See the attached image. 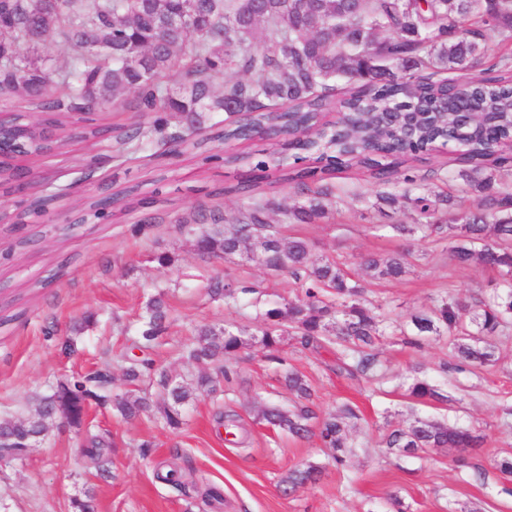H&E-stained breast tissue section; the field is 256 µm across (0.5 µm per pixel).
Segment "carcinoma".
<instances>
[{
	"label": "carcinoma",
	"mask_w": 512,
	"mask_h": 512,
	"mask_svg": "<svg viewBox=\"0 0 512 512\" xmlns=\"http://www.w3.org/2000/svg\"><path fill=\"white\" fill-rule=\"evenodd\" d=\"M183 5V0H0V100L20 95L26 109L49 113L52 122L65 127L130 90L134 100L120 106L153 116L152 127L159 132L173 115L199 131L223 112L288 135L305 152L299 161L310 165L272 166L264 157L234 151L247 140L236 121L221 129L212 124L211 132L197 139L171 134L173 142L204 155L205 162L212 159L208 144L222 141L228 146L224 162L250 171L234 191L251 202L233 221L200 205L176 222L210 225L196 239L203 259L248 250L266 269L300 283V296L265 310L257 343L277 352L293 334L305 348L330 345L337 374L380 382L386 377L379 373L376 347L392 334V322L370 312L359 297L368 280L396 281L406 275L407 255H368L357 279L340 261H313L308 240L286 237L269 223L271 202L265 190L295 185L305 202L281 209V222L315 224L329 215L337 172L356 167L378 183L414 186V163L438 141L458 142L464 150L454 159L455 178L463 182L462 195L424 190L412 199L421 223L398 230L442 234L448 228V207H456L453 221L480 247L456 246L451 260L491 269L502 288L470 306L440 297L429 312L412 319L414 333L405 335L404 343L418 346L424 336L445 334L458 366L492 362L495 337L512 321V180L502 176L504 171L512 175V0H191L186 22L169 25V15L183 11ZM41 46L51 50L50 72L21 53L23 47ZM478 67L482 78L469 77ZM463 84L477 90L484 115L441 114L446 95ZM333 93L348 128L327 133ZM109 130L116 143L133 149L147 136L139 124L112 130L88 126L86 135L97 139ZM3 133L16 154L34 163L47 150L25 112H16ZM19 181L9 160L0 161V189L10 192ZM470 193L481 197L475 208L466 204ZM112 201L110 211L99 201L90 202L81 221L102 222L142 207L130 186L113 191ZM209 292L231 306L256 289L246 281L216 277ZM168 318L166 303L150 300L134 348H152ZM244 346L242 330L233 324L200 328L183 356L197 364L219 363L215 373H200L189 382L160 373L156 403L134 390L154 368L149 359L124 357L123 375L132 389L115 397L108 369L59 379L33 413L0 419V460L22 456L43 438L61 407L78 429L93 402L112 403L124 418L155 409L176 429L182 409L198 392L213 391L220 379H230L222 362ZM283 383L295 398L294 408L264 405L260 416L304 439L317 418L309 405L312 389L295 370L284 373ZM406 396L420 403L448 402L439 385L417 375L408 378ZM357 418V406L343 403L319 423L318 437L332 450L338 470L348 466L353 454L349 423ZM483 441L466 427L418 418L391 430L384 443L392 452L421 455L454 448L465 456ZM110 454L105 437L87 434L81 452L86 468L109 475ZM322 473L313 464L295 469L282 479L284 491L316 483Z\"/></svg>",
	"instance_id": "cac0c4a2"
}]
</instances>
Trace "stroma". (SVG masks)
Returning a JSON list of instances; mask_svg holds the SVG:
<instances>
[{"label": "stroma", "mask_w": 512, "mask_h": 512, "mask_svg": "<svg viewBox=\"0 0 512 512\" xmlns=\"http://www.w3.org/2000/svg\"><path fill=\"white\" fill-rule=\"evenodd\" d=\"M155 132L136 150L115 152L92 141L64 142L38 166L43 185L68 194L36 223L15 232L0 226V416H25L38 399L65 375L88 374L112 365V390L125 392L119 358L132 353L138 317L147 302L163 297L170 307L168 329L152 357L158 370L192 378L200 365L182 359L183 348L202 326L233 322L245 335L258 334L267 303L291 299L301 288L288 275L265 270L242 255L202 261L193 232L168 221L134 231L135 216L69 226L71 209L95 195L101 184L121 173L138 185L140 198L153 197L149 172L165 177V197L182 210L197 204L219 207L232 217L249 200L233 193L243 170L220 161L175 152L169 135ZM336 205L328 221L287 224L288 235L306 238L314 258H334L359 274L366 254L410 251L411 272L398 282L367 284L365 297L382 305L401 325L428 311L440 296L467 303L499 287L497 273L472 264L457 267L450 251L460 245L456 231L443 238L422 233L399 236L393 227L413 223L411 210L380 215L376 195L383 187L356 169L337 173ZM168 256L160 266L157 256ZM257 283L260 291L227 307L211 298L207 283L216 273ZM75 336L77 351L61 355L54 337ZM289 366L310 383L318 414L349 400L359 408L351 435L355 452L346 472L329 464L317 437L298 439L259 419L261 404L292 403L281 383L280 365L256 343L230 361L231 376L213 393H202L182 411L179 429L151 412L121 418L111 405H91L90 430L112 441V467L102 479L81 461L85 432L53 424L25 456L0 466V503L8 512H74L73 499L94 496L95 512H386L398 497L404 512H512V475L495 466L512 451V328L498 338L495 365L457 370L447 337H425L420 346L388 336L377 353L393 377L420 372L447 389L448 403L419 404L403 390L375 391L373 383L337 375L334 357L303 348L295 338L282 346ZM232 414L244 430V442L224 440L220 416ZM444 419L483 435L482 447L457 463L455 450L411 457L388 453L385 433L415 418ZM307 463L323 466L319 483L285 495L281 481ZM177 469L186 484L177 490L156 477ZM217 486L224 501L209 505L201 494Z\"/></svg>", "instance_id": "35a3bbf8"}]
</instances>
